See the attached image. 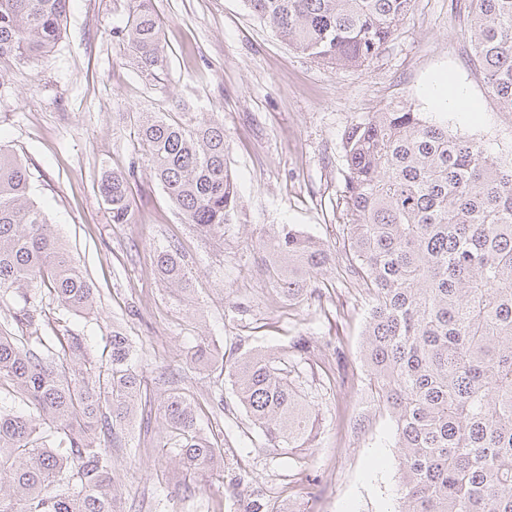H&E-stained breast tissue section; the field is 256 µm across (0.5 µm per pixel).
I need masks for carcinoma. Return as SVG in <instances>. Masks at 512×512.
Returning <instances> with one entry per match:
<instances>
[{
	"mask_svg": "<svg viewBox=\"0 0 512 512\" xmlns=\"http://www.w3.org/2000/svg\"><path fill=\"white\" fill-rule=\"evenodd\" d=\"M112 29L130 64L158 82L168 56L153 0H130ZM413 0H243L276 36L335 69L378 56ZM69 0H0V86L12 64L38 61L58 44ZM474 58L499 109L512 113V0H469ZM142 155L185 223L224 235L238 213L224 125L167 112L138 117ZM338 205L351 260L345 273L372 304L363 359L370 390L395 421L405 487L400 512H512V160L452 134L412 106L389 105L345 136ZM29 169L0 148V300L19 298L0 325V512H122L112 449L147 403L144 371L128 337L112 335L108 362L86 357L70 329L40 332L43 285L63 314L91 313L92 283L44 212L29 198ZM99 193L110 221L129 224L131 175L114 172ZM269 283L288 301L307 294L332 264L331 248L290 224L263 242ZM155 263L162 280L190 291L178 251ZM294 353H243L228 368L239 403L268 447H314L318 410L302 393ZM219 354L196 345L194 363ZM172 449L194 472H213L224 448L207 438L197 405L163 402Z\"/></svg>",
	"mask_w": 512,
	"mask_h": 512,
	"instance_id": "1",
	"label": "carcinoma"
}]
</instances>
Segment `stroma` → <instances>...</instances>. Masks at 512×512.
Instances as JSON below:
<instances>
[{"label":"stroma","mask_w":512,"mask_h":512,"mask_svg":"<svg viewBox=\"0 0 512 512\" xmlns=\"http://www.w3.org/2000/svg\"><path fill=\"white\" fill-rule=\"evenodd\" d=\"M127 3L69 0L54 52L17 65L0 88V146L26 159L32 199L94 284L95 313L67 316V326L96 362L107 360L112 332L128 336L145 372L151 409L129 445L112 451L125 512H243L259 495L289 512H397L395 423L361 360L370 297L342 276L343 138L404 102L493 155H512V113L498 111L474 63L464 0H414L379 56L347 70L293 50L242 0H154L169 54L158 84L112 38ZM444 72L468 86L479 111L427 104L423 86ZM158 110L223 122L239 189L223 235L186 224L138 152L137 116ZM130 169L133 218L114 224L98 186L105 171ZM276 224L298 226L335 254L297 302L265 275L259 241ZM170 248L193 276L192 296L156 274V251ZM300 336L309 339L303 388L321 426L314 448L284 455L266 448L220 366L195 369L190 351L206 338L228 360L250 348L286 353ZM173 391L200 403V426L223 444L221 478L187 472L171 453L161 406Z\"/></svg>","instance_id":"obj_1"}]
</instances>
